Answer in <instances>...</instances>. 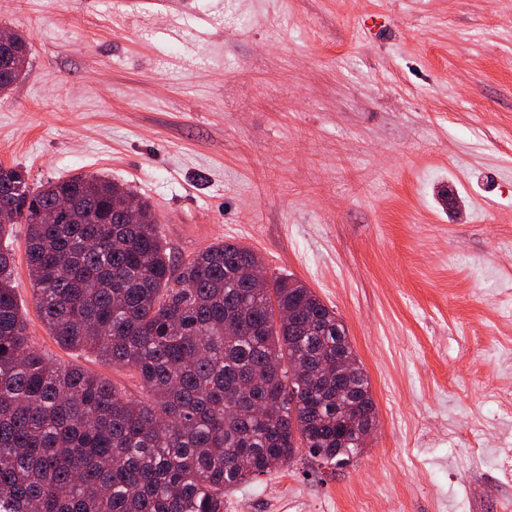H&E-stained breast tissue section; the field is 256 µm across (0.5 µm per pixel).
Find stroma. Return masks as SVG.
<instances>
[{
	"mask_svg": "<svg viewBox=\"0 0 512 512\" xmlns=\"http://www.w3.org/2000/svg\"><path fill=\"white\" fill-rule=\"evenodd\" d=\"M0 27L31 44L0 163L123 184L176 260L249 247L345 325L375 403L361 453L299 450L224 512L512 503V0H0ZM26 234L31 345L142 397L133 370L58 345Z\"/></svg>",
	"mask_w": 512,
	"mask_h": 512,
	"instance_id": "1",
	"label": "stroma"
}]
</instances>
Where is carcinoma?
Masks as SVG:
<instances>
[{
    "label": "carcinoma",
    "instance_id": "1",
    "mask_svg": "<svg viewBox=\"0 0 512 512\" xmlns=\"http://www.w3.org/2000/svg\"><path fill=\"white\" fill-rule=\"evenodd\" d=\"M13 34L0 58L27 61ZM25 67L0 69V94ZM134 194L100 175L31 187L0 164V240L27 225L26 259L43 322L65 349L128 367L148 400L51 363L28 340L0 246V512H224V493L287 465L300 448L336 466L375 423L370 382L342 321L286 277L252 287L260 257L221 242L176 263L150 204L137 223L112 214ZM62 199L75 209L50 224ZM341 377L321 374L336 358Z\"/></svg>",
    "mask_w": 512,
    "mask_h": 512
}]
</instances>
